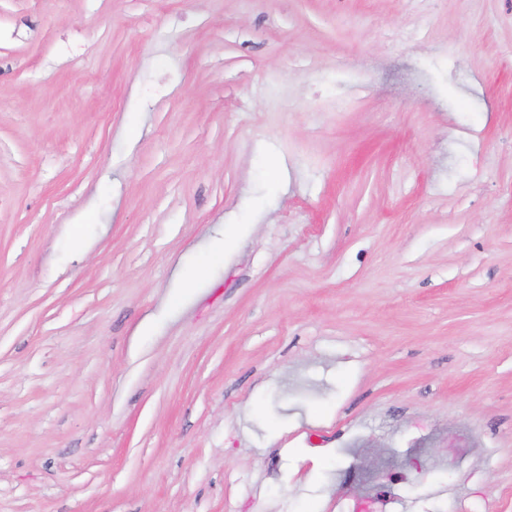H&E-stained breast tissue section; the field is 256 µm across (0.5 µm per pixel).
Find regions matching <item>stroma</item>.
Masks as SVG:
<instances>
[{
  "instance_id": "stroma-1",
  "label": "stroma",
  "mask_w": 512,
  "mask_h": 512,
  "mask_svg": "<svg viewBox=\"0 0 512 512\" xmlns=\"http://www.w3.org/2000/svg\"><path fill=\"white\" fill-rule=\"evenodd\" d=\"M367 496L512 512V0H0V512Z\"/></svg>"
}]
</instances>
